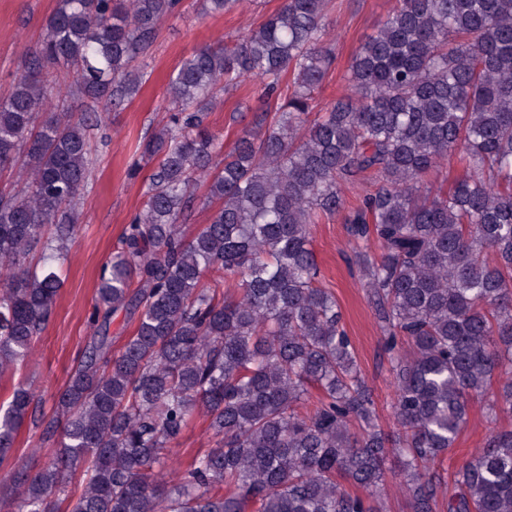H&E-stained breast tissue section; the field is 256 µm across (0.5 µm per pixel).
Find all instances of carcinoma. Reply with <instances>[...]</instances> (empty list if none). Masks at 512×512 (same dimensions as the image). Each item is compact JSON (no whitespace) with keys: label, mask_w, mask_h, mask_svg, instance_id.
Wrapping results in <instances>:
<instances>
[{"label":"carcinoma","mask_w":512,"mask_h":512,"mask_svg":"<svg viewBox=\"0 0 512 512\" xmlns=\"http://www.w3.org/2000/svg\"><path fill=\"white\" fill-rule=\"evenodd\" d=\"M237 5L203 0L202 12ZM329 5L282 0L233 44L175 68L168 120L130 165L155 168L101 271L98 334L46 427L62 424L61 451L34 476H11L14 512H55L77 470L69 512H386L391 455L407 512H436L435 465L494 382L488 439L453 474L447 508L512 512V430L497 428L512 416V0H396L353 54L348 92L318 109L334 60ZM183 6L57 0L0 99V173L19 184L0 195V378L53 313L98 125L94 109L38 114L52 94L124 105L146 82L134 62ZM247 81L266 109L226 153L208 117ZM451 157L462 175L426 186ZM358 180L372 189L347 234L390 357L392 432L310 241ZM199 183L211 214L188 238ZM119 310L134 329L114 352ZM199 405L215 445L169 485L167 453ZM34 409L23 385L0 403V463Z\"/></svg>","instance_id":"obj_1"}]
</instances>
